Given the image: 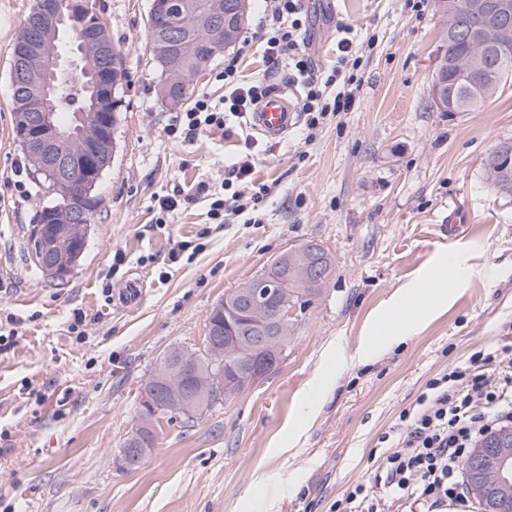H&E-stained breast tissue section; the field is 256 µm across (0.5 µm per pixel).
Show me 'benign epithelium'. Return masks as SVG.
I'll return each instance as SVG.
<instances>
[{"mask_svg": "<svg viewBox=\"0 0 512 512\" xmlns=\"http://www.w3.org/2000/svg\"><path fill=\"white\" fill-rule=\"evenodd\" d=\"M76 0H42L38 8L36 32L28 38L23 56L24 77L34 88L25 108L17 113V123L29 151L36 155L43 171L54 175L62 183H76L79 189L94 187L101 180L109 165L107 150L114 141L115 100L114 90L107 86L93 93L85 111L73 117V126L61 127L56 119L58 88L50 77L66 67H77L85 55H97L107 60L110 41L103 32L86 33L76 21ZM247 9V0H208L203 16L204 35L201 41L186 42L183 31L190 18L196 15L194 0H151V14L168 12L162 43L178 50L181 58L195 57L200 45H205L216 56L236 43V28L241 26ZM448 19L445 33L451 42L467 45L466 52L458 58H443L438 54L435 65L438 71L482 75L495 48L512 44V10L504 0H448ZM198 73L188 70L181 62H168L160 95L171 106L180 103V93L192 85ZM431 98L436 108L444 112H461L464 104L458 98L454 79L432 83ZM82 137L85 144L81 170L72 172L62 153V141ZM317 243H308L292 249L302 259L299 268L303 280L314 283L322 279L321 261L317 260ZM29 253L39 266L63 277L70 274L65 259L56 255L47 241L44 224L33 225L28 243ZM276 281L266 273L245 280L235 289L236 308L247 319L246 333L240 343L256 353L268 349L271 333L268 329L269 313L262 302ZM201 352L209 361V374L186 381L171 377L168 367L161 366L153 374L160 390L144 392V401L153 408L159 404L178 419L185 413L184 405L203 393L211 404L224 403V398L246 387V379L238 373H229L224 366V344L219 336H207ZM150 448H134L119 457L123 468L139 467L151 454ZM486 467L484 453L465 462L464 471L470 496L479 512H512V452L490 459ZM492 471L493 481L487 480Z\"/></svg>", "mask_w": 512, "mask_h": 512, "instance_id": "1", "label": "benign epithelium"}]
</instances>
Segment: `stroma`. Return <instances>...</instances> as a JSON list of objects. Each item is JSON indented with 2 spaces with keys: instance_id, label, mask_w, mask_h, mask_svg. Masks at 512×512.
I'll return each instance as SVG.
<instances>
[{
  "instance_id": "35a3bbf8",
  "label": "stroma",
  "mask_w": 512,
  "mask_h": 512,
  "mask_svg": "<svg viewBox=\"0 0 512 512\" xmlns=\"http://www.w3.org/2000/svg\"><path fill=\"white\" fill-rule=\"evenodd\" d=\"M34 0H0V512H332L373 477L399 413L426 382L472 353L512 345V196L487 178V159L512 144V81L474 112L431 101L443 21L435 0H304L312 68L336 66L340 29H353L355 104L283 140L229 119L223 133H166L175 110L156 90L147 36L149 0H95L127 56L116 153L84 256L64 282L25 256L37 212L51 201L13 131L11 60ZM249 11L231 54L248 85L279 83L305 99L287 64L268 65ZM255 161L253 184L223 189L235 157ZM224 193V221L198 200L157 224L158 199ZM268 188L258 204L256 185ZM244 212H237L238 203ZM461 232L449 237V224ZM210 228L191 261L170 263L178 241ZM315 241L331 271L292 315L278 367L190 423L161 422L137 470L116 462L138 423L143 387L173 349L201 348L227 291L289 248ZM124 262L114 264L115 252ZM474 273L446 313L420 333L343 367L331 392L302 415V397L326 351L354 353L373 312L437 256ZM134 308L112 302L129 280ZM85 321L74 329L73 314Z\"/></svg>"
}]
</instances>
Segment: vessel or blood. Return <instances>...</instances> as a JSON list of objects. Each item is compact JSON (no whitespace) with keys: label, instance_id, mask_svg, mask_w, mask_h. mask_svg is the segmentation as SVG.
<instances>
[{"label":"vessel or blood","instance_id":"obj_1","mask_svg":"<svg viewBox=\"0 0 512 512\" xmlns=\"http://www.w3.org/2000/svg\"><path fill=\"white\" fill-rule=\"evenodd\" d=\"M299 120L296 96L281 84L268 86L252 112L253 130L270 140L285 139Z\"/></svg>","mask_w":512,"mask_h":512}]
</instances>
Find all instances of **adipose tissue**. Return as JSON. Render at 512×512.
I'll return each mask as SVG.
<instances>
[{"label":"adipose tissue","instance_id":"obj_1","mask_svg":"<svg viewBox=\"0 0 512 512\" xmlns=\"http://www.w3.org/2000/svg\"><path fill=\"white\" fill-rule=\"evenodd\" d=\"M471 275L472 269L464 260L439 258L418 279L398 289L375 314L353 357L369 359L382 348L416 334L447 307L454 289L463 286Z\"/></svg>","mask_w":512,"mask_h":512}]
</instances>
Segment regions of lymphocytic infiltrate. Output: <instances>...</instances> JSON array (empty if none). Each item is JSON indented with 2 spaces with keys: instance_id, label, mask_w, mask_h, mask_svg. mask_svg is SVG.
<instances>
[{
  "instance_id": "1",
  "label": "lymphocytic infiltrate",
  "mask_w": 512,
  "mask_h": 512,
  "mask_svg": "<svg viewBox=\"0 0 512 512\" xmlns=\"http://www.w3.org/2000/svg\"><path fill=\"white\" fill-rule=\"evenodd\" d=\"M302 0H264L257 28L266 36L264 55L271 65L289 61L300 75L312 73L302 37ZM225 110L196 96L177 113L168 136L192 138L224 129L226 115L246 114L262 86L239 84L236 58L224 62ZM512 427V354L473 353L448 373L431 379L415 409L399 414L381 467L383 487L357 484L346 497L359 512H388V498L409 502V512H436L445 503H464L463 463L478 441Z\"/></svg>"
}]
</instances>
